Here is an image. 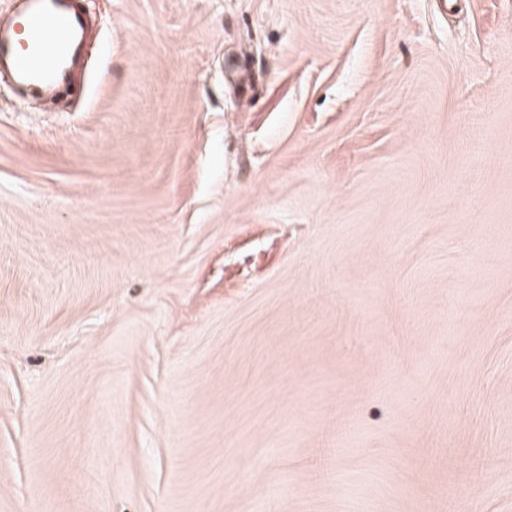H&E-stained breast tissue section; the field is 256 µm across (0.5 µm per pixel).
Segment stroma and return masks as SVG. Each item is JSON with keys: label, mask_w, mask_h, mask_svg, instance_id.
I'll list each match as a JSON object with an SVG mask.
<instances>
[{"label": "stroma", "mask_w": 512, "mask_h": 512, "mask_svg": "<svg viewBox=\"0 0 512 512\" xmlns=\"http://www.w3.org/2000/svg\"><path fill=\"white\" fill-rule=\"evenodd\" d=\"M0 84V512H512V0H80ZM27 23V46L17 29L0 30V64L33 97L77 92L74 71L85 45L86 19L79 0H20Z\"/></svg>", "instance_id": "35a3bbf8"}]
</instances>
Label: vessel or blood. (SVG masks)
I'll return each mask as SVG.
<instances>
[{
  "mask_svg": "<svg viewBox=\"0 0 512 512\" xmlns=\"http://www.w3.org/2000/svg\"><path fill=\"white\" fill-rule=\"evenodd\" d=\"M27 23V41L16 32L0 30V66L33 97L75 92L74 71L85 45L86 19L79 0H20Z\"/></svg>",
  "mask_w": 512,
  "mask_h": 512,
  "instance_id": "1",
  "label": "vessel or blood"
}]
</instances>
